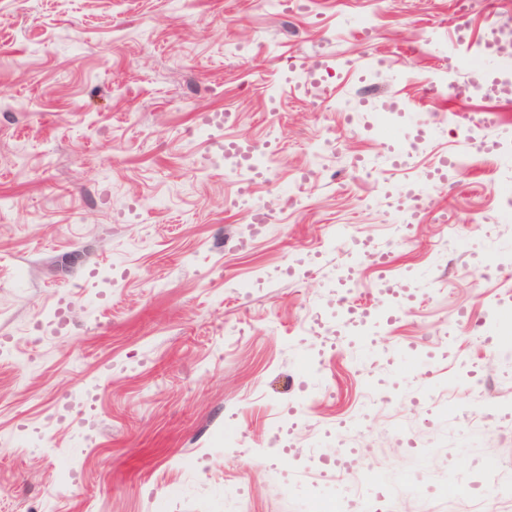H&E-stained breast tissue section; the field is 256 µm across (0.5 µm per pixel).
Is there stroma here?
<instances>
[{"label":"stroma","mask_w":512,"mask_h":512,"mask_svg":"<svg viewBox=\"0 0 512 512\" xmlns=\"http://www.w3.org/2000/svg\"><path fill=\"white\" fill-rule=\"evenodd\" d=\"M465 22L469 43L453 32ZM512 0H0V512H308L345 424L372 512H512V65L459 87ZM461 65L449 69V55ZM230 112L213 140L187 138ZM276 142L249 234L212 141ZM448 167L412 240L390 196ZM384 247L400 297L372 361L335 331L336 268Z\"/></svg>","instance_id":"35a3bbf8"}]
</instances>
